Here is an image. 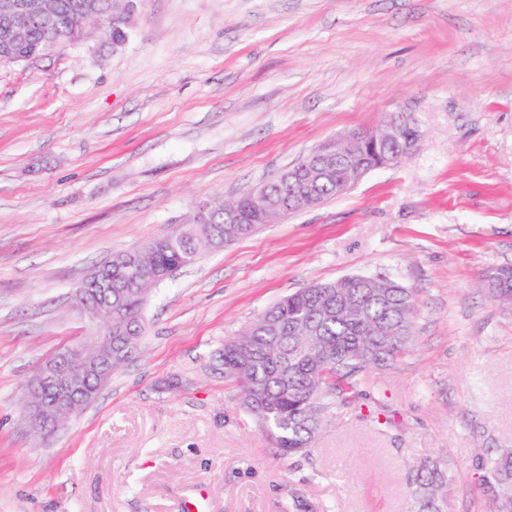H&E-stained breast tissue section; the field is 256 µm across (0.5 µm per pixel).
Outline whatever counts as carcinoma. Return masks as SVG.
I'll use <instances>...</instances> for the list:
<instances>
[{"label": "carcinoma", "mask_w": 512, "mask_h": 512, "mask_svg": "<svg viewBox=\"0 0 512 512\" xmlns=\"http://www.w3.org/2000/svg\"><path fill=\"white\" fill-rule=\"evenodd\" d=\"M61 29L82 37L90 29L110 25L112 0H97L89 13L72 4L83 0H58ZM289 170L267 184L275 206L258 213L251 194L213 203L206 211L207 223L186 225L183 242L154 240L157 252L150 262L173 273L194 263L201 253L224 247L254 235L264 224H273L287 210L294 212L319 206L340 195L336 175L321 180L312 189L305 174L288 179ZM148 294L129 283L123 295L124 318L132 322L134 341L144 334L142 311ZM417 316L416 294L386 278L365 280L356 275L332 283L301 288L267 309L256 323L272 322L277 332L247 330L224 341L219 354L224 377L238 387L244 410L269 423L271 444L282 455L304 453L326 420L336 396L347 402L360 376L372 366H387L413 342ZM484 484L495 512H512V448L482 460ZM447 470L437 464L420 463L411 480L417 512H439L440 495L447 484Z\"/></svg>", "instance_id": "obj_1"}]
</instances>
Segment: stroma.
<instances>
[{"mask_svg":"<svg viewBox=\"0 0 512 512\" xmlns=\"http://www.w3.org/2000/svg\"><path fill=\"white\" fill-rule=\"evenodd\" d=\"M397 111L409 158L158 285L109 385L29 434L26 385L86 335L94 265ZM506 266L512 0H136L121 44L0 63V512H410L424 460L448 466L444 512H493L478 460L512 447V304L479 283ZM350 275L417 293L413 344L279 455L212 355Z\"/></svg>","mask_w":512,"mask_h":512,"instance_id":"stroma-1","label":"stroma"}]
</instances>
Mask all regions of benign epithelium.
<instances>
[{
  "instance_id": "1",
  "label": "benign epithelium",
  "mask_w": 512,
  "mask_h": 512,
  "mask_svg": "<svg viewBox=\"0 0 512 512\" xmlns=\"http://www.w3.org/2000/svg\"><path fill=\"white\" fill-rule=\"evenodd\" d=\"M120 6L112 9L110 29L115 31L112 41L119 44L127 37L134 14V0H117ZM56 0H41L39 12H34L31 0H0V62L19 63L26 58L17 53L26 43L31 22L40 24L45 52L61 49L69 44L56 20ZM411 121L403 114H394L383 125L374 129H355L315 149L316 157L307 168L313 183L324 179L336 166L344 170L346 188L353 187L370 169L357 163L360 155L376 150L382 155L383 167L395 165L396 160L414 151L419 138L406 137L405 128ZM153 246L146 244L129 254L124 269L112 270V263L94 267L80 284V296L73 308L95 335L104 340L85 341L74 350L57 354L42 366L27 385V399L36 410L26 413V425L35 436L44 437L60 429L56 414L40 402L47 392L56 395V402L71 410L91 402L112 379V359L129 351L134 345L133 334L112 331V313L116 312L125 282L126 273L133 271L137 277L161 282L164 277L144 261Z\"/></svg>"
}]
</instances>
